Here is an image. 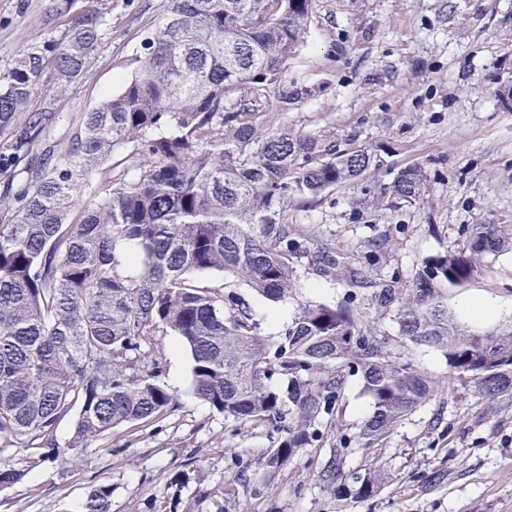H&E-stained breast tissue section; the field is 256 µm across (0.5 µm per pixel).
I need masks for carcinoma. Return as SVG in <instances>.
<instances>
[{"label": "carcinoma", "mask_w": 512, "mask_h": 512, "mask_svg": "<svg viewBox=\"0 0 512 512\" xmlns=\"http://www.w3.org/2000/svg\"><path fill=\"white\" fill-rule=\"evenodd\" d=\"M313 5L168 0L119 94L84 113L67 150L45 153L21 193L0 192V491L24 477L15 455L83 465L99 441L112 451V429L172 412L164 358L150 348L159 333L189 349L196 397L277 435L263 457L270 469L337 429L352 377L373 408L356 436L366 447L435 398L447 381L418 368L413 346L441 352L449 379L481 398L512 396V325L472 329L444 299L485 272L487 256L512 251V224L467 225L458 249L422 259L406 280L387 270L405 224H369L370 235L340 246L288 223L289 203L311 207L351 185L363 208L419 206L430 180L411 165L386 186L370 183L383 159L356 136L269 120L273 104L315 93L288 79ZM103 25L98 13L79 15L51 59L29 49L0 73V173L47 128L45 111L17 122L47 69L66 88ZM120 148L122 162L108 164ZM77 208L82 218L69 221ZM210 274L221 282L201 280ZM304 277L340 285L341 301L302 302L279 336H262L236 288L278 303ZM71 414L61 444L57 426ZM339 457L323 480L339 495L371 496L376 478L343 474ZM111 498V486L95 487L80 512H111Z\"/></svg>", "instance_id": "carcinoma-1"}]
</instances>
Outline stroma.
<instances>
[{"label":"stroma","instance_id":"stroma-1","mask_svg":"<svg viewBox=\"0 0 512 512\" xmlns=\"http://www.w3.org/2000/svg\"><path fill=\"white\" fill-rule=\"evenodd\" d=\"M0 0V72L23 50L57 42L73 17L102 12L105 25L83 74L64 90L46 79L28 111L51 108L53 119L33 152L16 166L14 189L31 178L46 150L62 153L85 112L117 95L137 66L146 38L158 30L167 0ZM288 76L319 86L317 96L277 113L278 122L311 134L323 129L357 136L378 149L392 143L378 173L391 182L420 163L432 175L423 204L400 212H360L359 190L346 186L313 207L288 210L292 224H315L338 244L356 242L367 225H408L395 263L412 277L427 256L456 249L463 224H512V108L498 89L512 85V0H315L300 53ZM440 232L428 234V225ZM263 336L278 335L295 304H277L242 288ZM499 303L497 323L512 322V252L490 256L485 272L448 290L450 312L466 298ZM279 321H272L273 313ZM165 359L164 381L177 399L165 419L140 432L119 426V448L93 456L59 477L57 467H28L0 492V512H79L89 491L112 487L111 512H512V398L487 401L460 381L418 408L378 445H351L340 455L344 474L375 472L372 496L338 500L320 471L335 439L307 449L274 474L258 460L271 445L263 428L227 419L190 391L192 360L175 336L154 339ZM371 413L358 378H350L339 429L358 433ZM236 482V493L224 486Z\"/></svg>","mask_w":512,"mask_h":512}]
</instances>
